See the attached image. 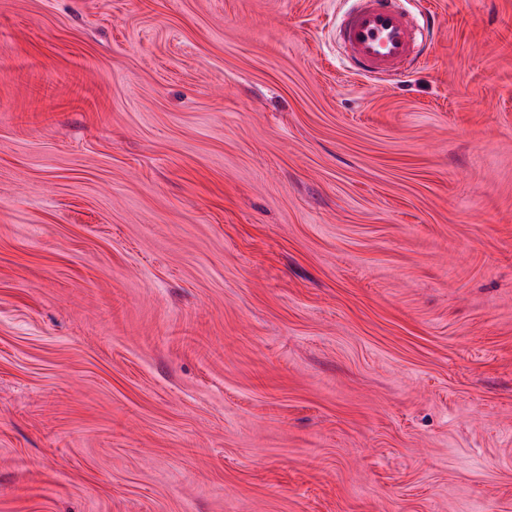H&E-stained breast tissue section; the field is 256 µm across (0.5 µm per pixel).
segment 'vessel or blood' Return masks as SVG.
Here are the masks:
<instances>
[{"label":"vessel or blood","mask_w":512,"mask_h":512,"mask_svg":"<svg viewBox=\"0 0 512 512\" xmlns=\"http://www.w3.org/2000/svg\"><path fill=\"white\" fill-rule=\"evenodd\" d=\"M338 36L353 63V73L360 76L401 75L419 58L415 27L388 0H357Z\"/></svg>","instance_id":"obj_1"}]
</instances>
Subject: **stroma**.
Returning a JSON list of instances; mask_svg holds the SVG:
<instances>
[{"mask_svg":"<svg viewBox=\"0 0 512 512\" xmlns=\"http://www.w3.org/2000/svg\"><path fill=\"white\" fill-rule=\"evenodd\" d=\"M350 2L0 0V512H512V0ZM338 36L353 62L351 71L365 77L404 74L419 58L418 34L402 11L388 0H357Z\"/></svg>","mask_w":512,"mask_h":512,"instance_id":"1","label":"stroma"}]
</instances>
